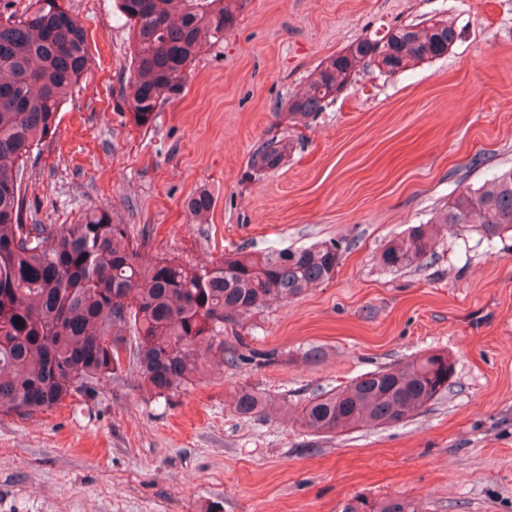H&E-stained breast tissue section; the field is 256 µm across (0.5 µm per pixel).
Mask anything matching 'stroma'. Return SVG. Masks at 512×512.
Wrapping results in <instances>:
<instances>
[{
    "instance_id": "stroma-1",
    "label": "stroma",
    "mask_w": 512,
    "mask_h": 512,
    "mask_svg": "<svg viewBox=\"0 0 512 512\" xmlns=\"http://www.w3.org/2000/svg\"><path fill=\"white\" fill-rule=\"evenodd\" d=\"M65 2L91 63L27 162L25 223L99 206L147 257L191 264L329 239L345 252L330 281L242 318L238 335L270 361L210 356L188 387L154 397L128 354L93 398L1 418L0 512H342L356 497L512 512V231L441 232L433 259L401 272L376 262L449 195L512 168V0H238L223 43L146 127L125 102L131 44L115 0ZM432 17L457 32L447 54L361 71L306 124L286 119L324 59ZM282 135L286 161L253 172L254 151ZM200 191L214 202L203 224L184 207ZM430 351L453 362L451 387L411 420L331 436L300 426L313 393ZM244 387L269 413L234 412Z\"/></svg>"
}]
</instances>
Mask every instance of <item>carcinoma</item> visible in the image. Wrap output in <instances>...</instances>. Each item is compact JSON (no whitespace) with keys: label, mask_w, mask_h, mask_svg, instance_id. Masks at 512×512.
I'll return each instance as SVG.
<instances>
[{"label":"carcinoma","mask_w":512,"mask_h":512,"mask_svg":"<svg viewBox=\"0 0 512 512\" xmlns=\"http://www.w3.org/2000/svg\"><path fill=\"white\" fill-rule=\"evenodd\" d=\"M132 33L126 105L135 126L146 127L159 107L182 94L203 50L224 40L236 20V0H116ZM456 31L443 18L363 36L317 68L288 98L287 117L302 121L333 103L363 69L393 76L438 58ZM90 67L86 31L63 0H36L0 18V418L31 417L96 391L122 364L118 344L135 337L140 386L155 396L178 391L200 368L202 352L234 365L244 354L220 342L224 325L331 280L342 246L325 240L308 247L223 254L206 265L174 258L147 259L108 211L91 208L73 224H26L22 182L29 154L55 135L61 107ZM291 143L271 137L250 168H279ZM195 222L212 207L201 191L187 200ZM472 224L492 238L512 230V168L448 199L426 224L411 227L380 252L390 271L428 259L439 229ZM125 317H117L118 310ZM22 324H15V319ZM453 362L442 353L367 372L337 391L312 396L301 425L318 436L407 421L448 391ZM268 399L243 388L234 410L265 413ZM370 512H419L413 502L368 503Z\"/></svg>","instance_id":"carcinoma-1"}]
</instances>
